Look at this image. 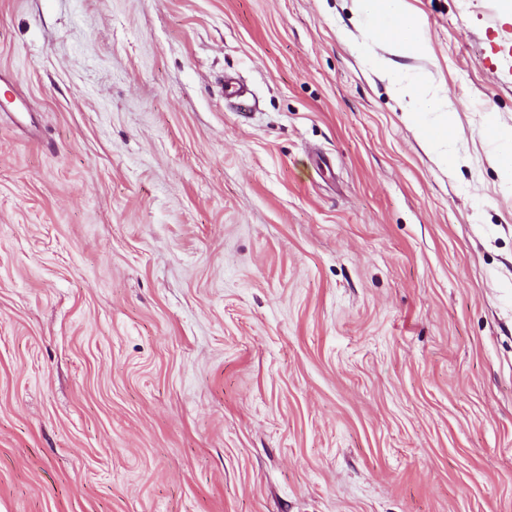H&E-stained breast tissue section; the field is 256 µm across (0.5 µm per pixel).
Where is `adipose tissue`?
<instances>
[{"label": "adipose tissue", "mask_w": 512, "mask_h": 512, "mask_svg": "<svg viewBox=\"0 0 512 512\" xmlns=\"http://www.w3.org/2000/svg\"><path fill=\"white\" fill-rule=\"evenodd\" d=\"M357 10L370 26L381 32L390 51L389 57L373 59L372 65L376 69L390 74L394 71L392 56L424 53L426 43L403 0H357ZM396 92L399 99L404 100L426 146L430 151L443 153L457 136L454 114L448 108L447 98L441 96L423 74L410 83H399Z\"/></svg>", "instance_id": "adipose-tissue-1"}]
</instances>
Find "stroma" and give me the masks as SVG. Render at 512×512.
Listing matches in <instances>:
<instances>
[{"label":"stroma","instance_id":"stroma-1","mask_svg":"<svg viewBox=\"0 0 512 512\" xmlns=\"http://www.w3.org/2000/svg\"><path fill=\"white\" fill-rule=\"evenodd\" d=\"M404 2L444 165L356 0H0V512H512V18ZM376 69L394 75L396 78L397 95L405 102L407 112L415 123V128L432 152L448 158V143L456 136L454 112L448 108V99L441 96L434 88L428 77L418 75L412 82L403 83L396 77L393 62L385 57H375L372 61ZM407 99V101H406ZM447 154V155H446Z\"/></svg>","mask_w":512,"mask_h":512}]
</instances>
